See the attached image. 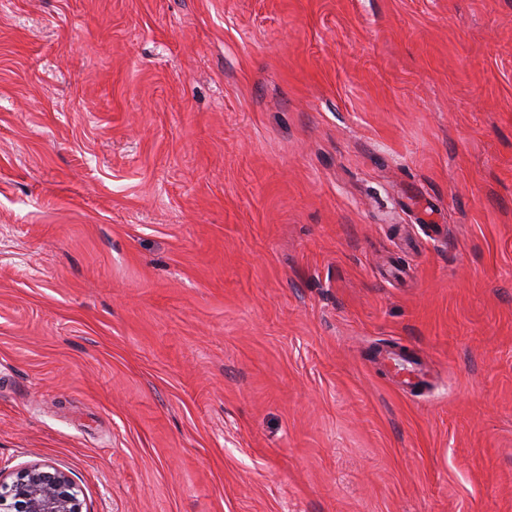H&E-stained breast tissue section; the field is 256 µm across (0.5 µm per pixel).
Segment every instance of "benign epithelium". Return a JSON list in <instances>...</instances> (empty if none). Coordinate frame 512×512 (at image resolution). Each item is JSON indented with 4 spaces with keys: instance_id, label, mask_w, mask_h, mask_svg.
<instances>
[{
    "instance_id": "obj_1",
    "label": "benign epithelium",
    "mask_w": 512,
    "mask_h": 512,
    "mask_svg": "<svg viewBox=\"0 0 512 512\" xmlns=\"http://www.w3.org/2000/svg\"><path fill=\"white\" fill-rule=\"evenodd\" d=\"M1 477L0 512H82L75 482L51 464L32 463L9 483Z\"/></svg>"
}]
</instances>
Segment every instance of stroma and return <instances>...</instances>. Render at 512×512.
<instances>
[{"mask_svg":"<svg viewBox=\"0 0 512 512\" xmlns=\"http://www.w3.org/2000/svg\"><path fill=\"white\" fill-rule=\"evenodd\" d=\"M33 462L83 512H512V0H0Z\"/></svg>","mask_w":512,"mask_h":512,"instance_id":"1","label":"stroma"}]
</instances>
